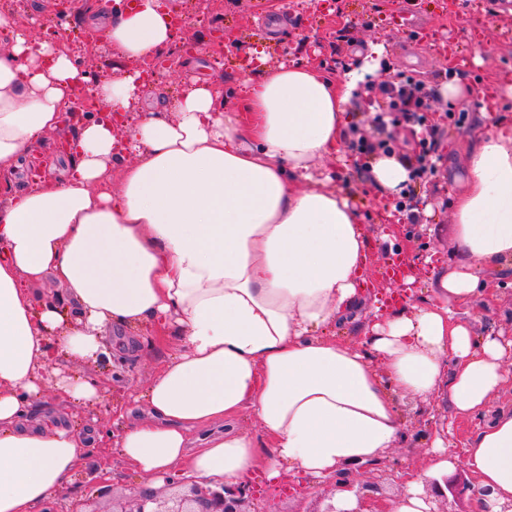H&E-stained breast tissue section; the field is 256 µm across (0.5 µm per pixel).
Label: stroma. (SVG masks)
I'll return each instance as SVG.
<instances>
[{
    "instance_id": "obj_1",
    "label": "stroma",
    "mask_w": 512,
    "mask_h": 512,
    "mask_svg": "<svg viewBox=\"0 0 512 512\" xmlns=\"http://www.w3.org/2000/svg\"><path fill=\"white\" fill-rule=\"evenodd\" d=\"M90 0H65L69 26L64 35L70 44L80 45L81 66L90 72H108L114 51L107 41H86ZM178 11L189 19L184 28L182 52L188 66L179 70L160 69L144 104L156 107L171 100L182 84L211 78L224 82V107L232 109L235 91L244 77L240 57L247 49L262 50L268 64L306 62L319 67L336 81H343L347 68L359 67V58L370 45L384 47L380 74L370 79L369 100L351 103L348 131L370 139H387L400 156L416 151L415 137H403L400 127L379 129L374 117V99L391 73L401 72L440 89L456 79L473 90L501 86L512 75V8L503 0H174ZM349 24L350 38L340 41L336 31ZM456 76H449L450 67ZM491 113L481 111L482 98L464 109L461 119L444 122L435 169L426 183L415 184L413 207L418 219L399 218L393 198L367 188L365 173L356 163L350 145H343L339 157L317 161L312 169L316 179H329L358 211L369 233L370 251L365 288L370 301L359 312V323L330 327L331 335L359 344L363 341L360 322L374 320L377 309L393 293L405 292L410 303H422L429 289L426 279L431 269L452 263L450 213L456 180L463 168L481 123L512 122V97L495 92ZM408 254L415 265L410 290L387 272L391 252ZM490 293L480 309L460 308L471 318L476 333L493 332L512 339V277L495 267L484 272ZM177 337L159 338L152 328H144L136 338L122 329H113L108 341L109 355L97 364H85L70 357L60 358L62 371L106 380L98 402L76 404L64 419L72 430L88 428L112 430V407L127 400L130 392L142 390L160 367ZM399 409L405 438L390 449L384 461L396 473L394 481L383 484L384 500H391L404 484L405 473L424 470L429 457L431 434L451 410L444 401L400 395ZM143 480L120 460L115 449H90L76 476L70 496L84 501L92 512H105L113 497L140 492ZM332 496L331 484H320L298 475L289 478L279 495L255 498L253 512H325Z\"/></svg>"
}]
</instances>
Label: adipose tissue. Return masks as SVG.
Listing matches in <instances>:
<instances>
[{
	"mask_svg": "<svg viewBox=\"0 0 512 512\" xmlns=\"http://www.w3.org/2000/svg\"><path fill=\"white\" fill-rule=\"evenodd\" d=\"M89 20L104 26L117 78L95 80L70 44L35 40L0 9V512L56 502L102 440L59 423L70 401L98 399L93 380L57 376V411L30 424L53 351L95 362L108 328L146 324L175 331L179 346L134 398L149 421L125 420L112 442L146 478L144 494L168 476L246 491L255 473L273 489L293 472L336 478L334 503L353 512L357 494L338 475L404 440L396 396L406 393L478 419L464 446L474 512H500L512 497V406H489L512 382V341L475 336L458 309L488 301L480 268L512 270V123L475 136L452 202L457 265L434 275L424 303L369 324L353 345L324 329L362 304L369 243L348 198L311 166L339 153L348 105L377 63L341 84L308 64L266 66L232 111L223 83L195 80L146 111L140 73L124 64L180 48L169 9L138 0ZM85 85L96 112L72 168L50 167L15 194L20 160L61 132ZM367 183L401 195L408 167L379 154ZM48 277L60 292L41 303L33 289ZM244 415L261 437L238 428ZM215 423L223 432L192 447L191 431ZM455 460L437 429L426 473L409 476L390 512H426V476Z\"/></svg>",
	"mask_w": 512,
	"mask_h": 512,
	"instance_id": "obj_1",
	"label": "adipose tissue"
}]
</instances>
